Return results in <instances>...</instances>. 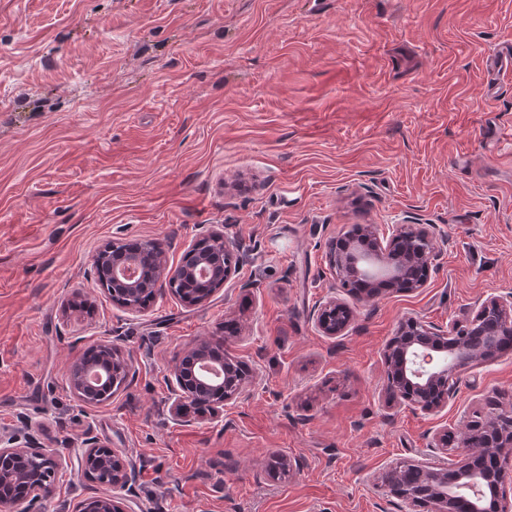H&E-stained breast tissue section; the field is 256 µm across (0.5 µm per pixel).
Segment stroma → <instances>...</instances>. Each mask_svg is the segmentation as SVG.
Masks as SVG:
<instances>
[{"label":"stroma","instance_id":"stroma-1","mask_svg":"<svg viewBox=\"0 0 512 512\" xmlns=\"http://www.w3.org/2000/svg\"><path fill=\"white\" fill-rule=\"evenodd\" d=\"M510 43L512 0H0V429L65 451L93 425L138 512H410L377 476L512 405V350L430 414L389 408L383 357L403 320L512 292ZM408 215L447 244L424 288L362 304L330 244ZM221 224L255 256L196 308L130 314L91 278L107 242L175 266ZM331 293L336 339L309 319ZM116 333L134 378L81 405L71 363ZM217 337L249 390L182 424L165 375ZM312 319L324 336L336 338L346 335L354 314L349 305L338 300L336 296H330L318 304Z\"/></svg>","mask_w":512,"mask_h":512}]
</instances>
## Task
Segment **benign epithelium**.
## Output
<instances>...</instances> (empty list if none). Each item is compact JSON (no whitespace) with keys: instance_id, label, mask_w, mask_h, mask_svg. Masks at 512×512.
<instances>
[{"instance_id":"7a95c632","label":"benign epithelium","mask_w":512,"mask_h":512,"mask_svg":"<svg viewBox=\"0 0 512 512\" xmlns=\"http://www.w3.org/2000/svg\"><path fill=\"white\" fill-rule=\"evenodd\" d=\"M217 248L224 251L230 262L224 267V282L231 281L240 266L250 260L251 250L229 235L224 228H214L207 235ZM446 240L445 232L436 224L407 222L396 224L387 238L374 236L371 249L366 250L351 240L339 252L329 253L331 266L339 280L362 278L368 282L385 280L390 291L413 292L424 287L425 281L405 280L408 268L414 265L432 266L438 257L439 242ZM142 255L131 253L121 263L109 270L112 287L124 290L128 301L123 308L129 312H140L143 306L135 301L142 290L153 295L165 292L175 293L179 281L185 277L204 278L208 275V263L201 261L195 266L180 264L171 268L157 256L153 276L147 280L127 277L125 267H140ZM316 328L323 335L336 338L346 335L354 314L346 303L334 296L320 302L312 315ZM512 334V293L492 297L464 320H455L442 329L423 320H408L399 325L396 336L386 345L384 358L387 364L385 393L389 404H409L425 413L441 408L455 391L458 377L471 363L490 358L495 354L497 336ZM116 336L113 340L98 345L105 353L121 363L124 376H129L131 365L124 357ZM196 355L200 367L196 381L184 370L181 360H176L166 382L171 391L169 412L178 420H190L188 408L196 403L199 393L208 389L224 387V397L214 399L207 412L199 415L202 420L219 422L223 419L224 405L241 398L246 392L250 379L247 376L234 377L233 369L226 363H214L206 356V343L200 342L187 350ZM109 361L104 359L95 364L82 366V360L73 363L69 384L74 398L83 404L97 403L94 393L108 384ZM437 386L442 390L441 399L434 404L424 397L425 390ZM461 447H468V441L481 435L487 437L484 451L499 461L497 473L480 474L455 458L452 442L455 433L446 429L436 433L435 440L440 456L432 460H421L411 464L419 473L422 490L418 494L388 489L387 495L403 500L413 512H457L459 495L470 491L475 501L466 506L468 512H512V409L494 415L488 422L473 423L465 427ZM117 451L101 444L93 431L86 430L81 437L80 447L67 455L40 441L37 433L0 430V461L29 460L42 462L50 472L61 468L76 469L92 476V473L112 467ZM134 465H121L112 472L110 486L131 488ZM56 495L55 483L51 479L25 487L23 510H18V498L0 494V512H38L42 502ZM136 501L132 495L112 493L90 496L82 500L76 512L90 506L91 512H135Z\"/></svg>"}]
</instances>
